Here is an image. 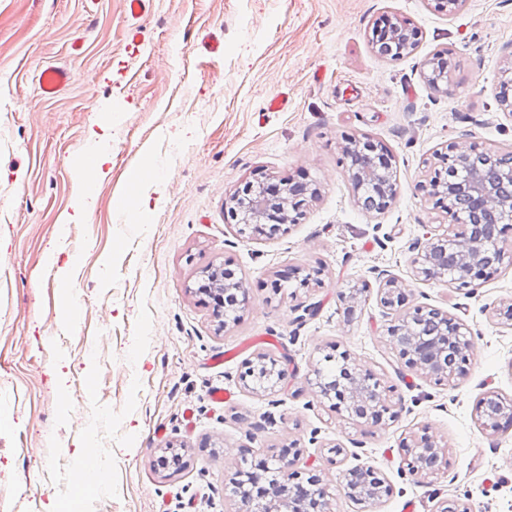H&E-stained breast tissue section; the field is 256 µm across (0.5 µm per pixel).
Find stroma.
Here are the masks:
<instances>
[{"label": "stroma", "mask_w": 512, "mask_h": 512, "mask_svg": "<svg viewBox=\"0 0 512 512\" xmlns=\"http://www.w3.org/2000/svg\"><path fill=\"white\" fill-rule=\"evenodd\" d=\"M419 44L380 56L384 15ZM124 0H0V512L67 508L81 448L99 449L102 489L79 512H250L233 492L245 464L301 450L332 512H512V426L480 424L489 391L512 401V259L470 288L416 277L415 244L438 225L421 186L451 141L512 150V0H153L131 45ZM221 38L210 53L206 40ZM447 88L424 77L435 53ZM75 75L57 99L35 79ZM284 94L288 106L266 111ZM111 161L92 183L87 223L60 224L77 201L90 131ZM393 156L396 195L381 212L356 204L346 139ZM317 187L301 223L269 239L239 235L224 204L245 180ZM72 261L60 281L48 253ZM228 267L244 304L215 313L201 287ZM311 275L298 287L291 269ZM394 277L407 306L464 322L460 373L408 368L380 303ZM79 318L60 325L67 305ZM232 351L223 364L211 360ZM348 352L372 372L392 414L381 424L330 409L314 386L325 355ZM287 355L274 388L245 382L260 357ZM217 386L233 394L218 405ZM430 435L447 467L412 472L403 443ZM178 467L160 468L164 446ZM373 467L390 491L348 497L343 470Z\"/></svg>", "instance_id": "stroma-1"}]
</instances>
